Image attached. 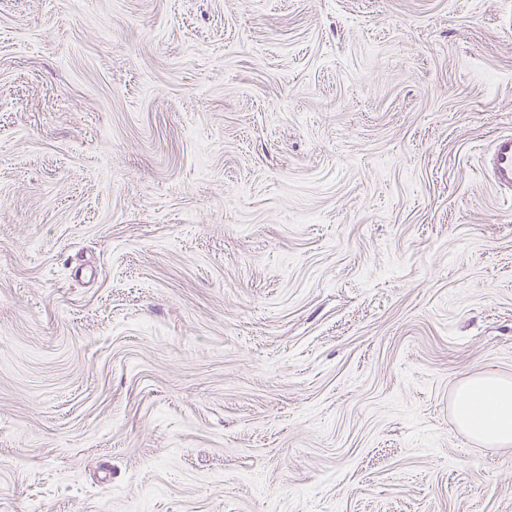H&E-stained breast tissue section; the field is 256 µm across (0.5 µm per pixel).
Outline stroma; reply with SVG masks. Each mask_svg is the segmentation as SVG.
<instances>
[{"instance_id": "stroma-1", "label": "stroma", "mask_w": 512, "mask_h": 512, "mask_svg": "<svg viewBox=\"0 0 512 512\" xmlns=\"http://www.w3.org/2000/svg\"><path fill=\"white\" fill-rule=\"evenodd\" d=\"M512 0H0V512H512ZM487 172L495 187L512 197V133L500 134L492 142ZM452 413L457 427L487 445H512V380L480 373L455 390Z\"/></svg>"}]
</instances>
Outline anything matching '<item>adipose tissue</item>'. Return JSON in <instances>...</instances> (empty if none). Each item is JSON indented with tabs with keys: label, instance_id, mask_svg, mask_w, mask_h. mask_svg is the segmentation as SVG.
<instances>
[{
	"label": "adipose tissue",
	"instance_id": "obj_1",
	"mask_svg": "<svg viewBox=\"0 0 512 512\" xmlns=\"http://www.w3.org/2000/svg\"><path fill=\"white\" fill-rule=\"evenodd\" d=\"M452 413L457 427L488 445H512V380L481 373L455 390Z\"/></svg>",
	"mask_w": 512,
	"mask_h": 512
}]
</instances>
